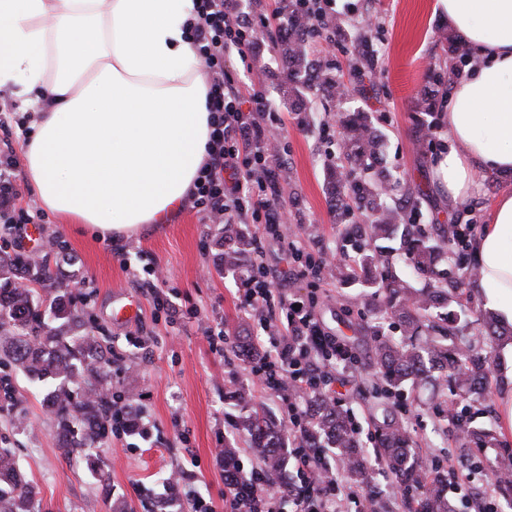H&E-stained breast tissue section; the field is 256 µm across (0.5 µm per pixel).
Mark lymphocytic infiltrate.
<instances>
[{"label":"lymphocytic infiltrate","instance_id":"obj_1","mask_svg":"<svg viewBox=\"0 0 512 512\" xmlns=\"http://www.w3.org/2000/svg\"><path fill=\"white\" fill-rule=\"evenodd\" d=\"M189 24L209 77L207 109L212 114L208 159L199 171L189 202L207 224H234L244 218L261 222L277 233L285 220L280 202L276 161L281 148L274 130L264 121L265 97L242 100L233 75L224 63L231 56L246 57L255 27L233 15L224 0H194ZM276 276L253 261L243 281L246 303L254 311L267 340L259 360L246 368L251 384L279 396L284 390L309 396L328 391L336 365L345 360L342 346L327 335L309 306L287 301L275 287ZM289 443L301 474L297 504L315 492L314 512H342L339 498L367 499V492L345 484L338 466L327 464L320 452L307 448V422L291 414ZM224 498L229 512H280L282 496L271 484L234 485Z\"/></svg>","mask_w":512,"mask_h":512}]
</instances>
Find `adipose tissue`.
Instances as JSON below:
<instances>
[{"label": "adipose tissue", "instance_id": "obj_1", "mask_svg": "<svg viewBox=\"0 0 512 512\" xmlns=\"http://www.w3.org/2000/svg\"><path fill=\"white\" fill-rule=\"evenodd\" d=\"M472 64L452 85L435 178L450 203L476 171L512 173V0H443ZM193 0H0V90L50 102L23 145L46 210L107 239L163 224L208 158V75ZM477 289L512 323V192L476 237Z\"/></svg>", "mask_w": 512, "mask_h": 512}]
</instances>
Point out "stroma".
Listing matches in <instances>:
<instances>
[{
  "instance_id": "1",
  "label": "stroma",
  "mask_w": 512,
  "mask_h": 512,
  "mask_svg": "<svg viewBox=\"0 0 512 512\" xmlns=\"http://www.w3.org/2000/svg\"><path fill=\"white\" fill-rule=\"evenodd\" d=\"M236 2L259 33L250 56L227 58L226 67L238 80L242 97L258 92L272 105L267 121L278 126L286 146L279 191L288 211L281 236H258L255 226L246 222L240 230L255 240L264 264L279 272L277 286L288 300L314 302V315L324 331L355 349L375 317L371 307L358 301V284L327 277L313 289L288 273V238L315 250L336 252L341 246L343 227L334 218L326 178L331 157L339 152L337 113H369L385 136L384 165L412 188L422 223L466 224L470 236H477L498 194L512 191V176L477 172L475 193L454 206L432 177L437 157L448 142L442 115L448 109L450 87L441 85L434 95L432 116L417 112L415 102L428 87L431 72L448 77L459 69L449 51L454 32L448 26L443 0H336L342 35L330 52H323L318 38L311 48L330 61L333 74L352 85L354 92L347 99L310 93L318 119L330 127L327 141L319 128L302 124L299 101L288 99L281 87V59L270 37L281 22L279 0ZM364 8L376 18L369 31L356 22ZM42 107V99L34 98L28 106H17L0 123L1 155L21 156L29 126L26 115ZM15 185L19 192L13 210L18 219L16 231L10 235L0 228V245L10 236L21 237L23 255L34 259L52 246H61L60 280L69 285L76 303L91 310L110 346L121 356L112 367L113 389L149 392L140 417L150 432L149 440L134 447L128 437L114 436L98 445L94 453L108 476L101 483L85 464L66 457L56 423L43 408L37 387L19 371L0 367V377H10L16 396L14 413L0 414V433L8 436L26 479L36 486L43 512H113L120 502L133 512H145L146 504L163 493L162 479L174 468L185 471L186 488L211 499L216 512H225L224 474L215 464L214 451L236 435L238 410L226 392L231 377L244 370L234 347L244 339L245 298L242 274L224 268L228 244L222 227L203 223L194 209H182L169 223L150 225L127 238L131 266L126 269L112 252L114 240L96 238L84 225L68 223L51 212L45 213L36 239H29L25 218L39 205L25 175H17ZM146 266L158 267L164 275V291L200 308L204 320L175 322L156 309L150 293L141 292L133 277ZM123 295L136 297L140 303L136 323L120 324L113 317L116 299ZM214 319L223 320L231 342L221 356L210 351L205 336ZM365 377L358 366L337 371L331 389L351 409L361 437L370 439L374 419L382 414V402L364 393ZM396 410L417 437L418 453L466 471L463 486L448 488V499L457 512H471L466 501L477 494L501 498L497 483L490 478L498 449L476 448L465 457L455 441L435 437L433 427L446 410L444 403L432 400L427 390H409Z\"/></svg>"
}]
</instances>
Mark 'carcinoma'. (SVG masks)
<instances>
[{
	"label": "carcinoma",
	"mask_w": 512,
	"mask_h": 512,
	"mask_svg": "<svg viewBox=\"0 0 512 512\" xmlns=\"http://www.w3.org/2000/svg\"><path fill=\"white\" fill-rule=\"evenodd\" d=\"M280 12L288 24V35L278 41L281 82L293 95L318 88L336 94L339 80L319 58L312 56L310 40L317 32L304 15L302 0H281ZM343 137L340 156L331 167L330 189L337 202L336 219L341 221L357 210L363 223L343 234L346 251L330 270L341 282L354 276L381 292L379 312L398 324L401 334L387 332L384 322L369 327L373 382L376 394L386 400L402 395L408 387L429 385L441 390L434 375L444 370L451 382L454 399L448 404L442 434L453 431L460 450L473 445L498 448L501 435L492 426L473 427L464 411L454 408L456 399L485 396L489 375L495 365L493 353L507 340L512 329L500 324L492 314L480 316L483 341L466 335L469 315L460 296L478 279V267L448 281L439 269L452 250H467L469 228L459 233V224L441 227L432 238L418 214H409L393 203L397 184L383 167L381 137L363 112L339 117ZM224 238L236 246L224 252V267L243 269L253 243L235 224L224 225ZM398 238L419 275L439 277L433 287H414L409 276L390 261L384 242ZM38 284L41 289L33 288ZM97 327L84 310L77 307L68 288L44 258L38 263L8 246H0V338L6 342L4 358L30 380L41 385L42 404L57 422L61 445L67 452L84 453L85 464L99 480L106 476L88 444L102 443L112 432V387L101 382L112 374V347L95 334ZM228 398L240 408L239 436L245 438L259 456L261 472L252 476L277 482L288 458V430L252 410V395L243 387L228 391ZM307 445L331 448L342 461L344 478L369 487L374 471L364 456V448L350 409L330 404L321 394L309 400ZM377 448L399 487L416 493L405 507L411 512H455L446 494V476L431 475L414 452L415 440L397 415H388L375 433ZM236 441H224V484L246 480L236 468ZM0 512H41L34 487L26 480L14 449L0 448Z\"/></svg>",
	"instance_id": "obj_1"
}]
</instances>
